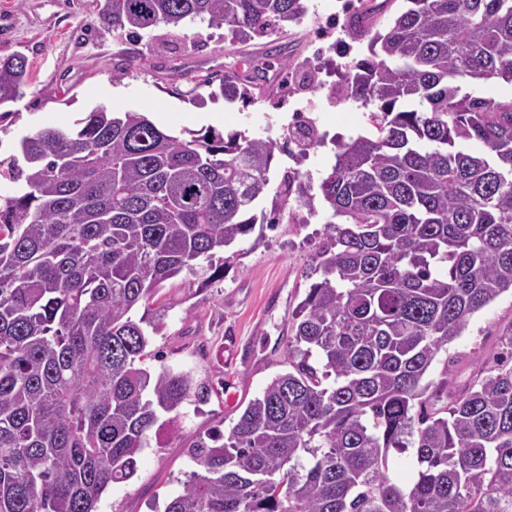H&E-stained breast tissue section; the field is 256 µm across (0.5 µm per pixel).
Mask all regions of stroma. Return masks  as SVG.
Returning a JSON list of instances; mask_svg holds the SVG:
<instances>
[{"mask_svg":"<svg viewBox=\"0 0 512 512\" xmlns=\"http://www.w3.org/2000/svg\"><path fill=\"white\" fill-rule=\"evenodd\" d=\"M315 30L308 22L282 31L233 38L227 31L194 21L177 29L163 25L129 35L108 27L98 0H0V58L22 54L29 79L21 96L0 116V153L8 154L26 134L44 126H69L98 106L147 113L165 130L212 128L228 134L284 140L292 107L300 105L322 119L329 144L276 154L272 185L285 174L320 178L335 162L333 142L370 132L364 109L348 100L289 87L309 67L334 71L345 60L315 55ZM255 79L248 102L210 99L198 79L221 80L225 71ZM298 223L265 229L259 245H234L237 257L223 280L203 284L180 274L163 283L150 303L161 312L163 330L153 336L152 369L169 366L206 383V401L189 400L178 419L152 433L136 475L112 484L97 512H151L181 490L195 465L188 446L198 436L226 432L247 403L285 372L286 345L293 314L305 296L306 273L325 236L323 205L298 207ZM512 326V293L470 317L461 336L434 361L430 377L451 369L457 385L469 382L480 365L499 353L497 338Z\"/></svg>","mask_w":512,"mask_h":512,"instance_id":"35a3bbf8","label":"stroma"}]
</instances>
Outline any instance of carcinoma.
Listing matches in <instances>:
<instances>
[{"label":"carcinoma","mask_w":512,"mask_h":512,"mask_svg":"<svg viewBox=\"0 0 512 512\" xmlns=\"http://www.w3.org/2000/svg\"><path fill=\"white\" fill-rule=\"evenodd\" d=\"M382 31L343 28L368 54L333 93L370 108L371 135L337 145L317 185L283 202L331 211L291 322L286 364L228 434L188 448L198 469L164 512H512V325L475 379H428L469 318L512 292V0H407ZM303 0H103L115 29L198 19L238 39L303 17ZM28 80L0 60V106ZM252 97L224 73L211 96ZM318 141L307 122L297 146ZM477 143L480 150L469 149ZM288 142L160 129L103 106L22 137L0 160V512H96L136 475L159 414L208 387L146 367L161 285L259 231ZM417 468L394 482L389 456Z\"/></svg>","instance_id":"carcinoma-1"}]
</instances>
